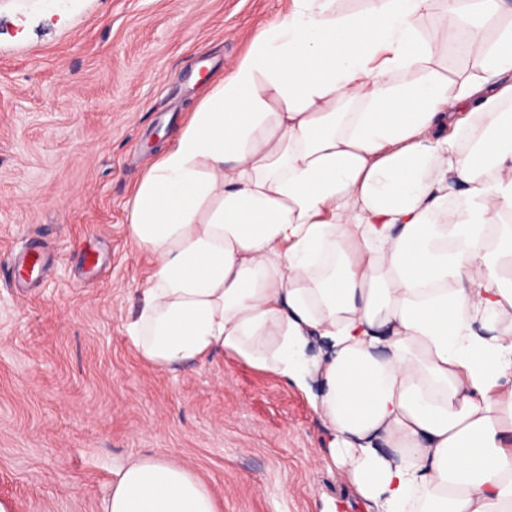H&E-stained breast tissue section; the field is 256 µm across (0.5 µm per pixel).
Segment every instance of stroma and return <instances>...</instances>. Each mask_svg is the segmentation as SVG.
<instances>
[{"label": "stroma", "mask_w": 512, "mask_h": 512, "mask_svg": "<svg viewBox=\"0 0 512 512\" xmlns=\"http://www.w3.org/2000/svg\"><path fill=\"white\" fill-rule=\"evenodd\" d=\"M291 0H0V502L102 512L164 458L219 512H326L344 494L306 395L217 355L164 372L125 326L151 258L128 204L211 84ZM45 264L21 277L16 255Z\"/></svg>", "instance_id": "35a3bbf8"}]
</instances>
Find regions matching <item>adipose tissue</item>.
I'll use <instances>...</instances> for the list:
<instances>
[{
  "mask_svg": "<svg viewBox=\"0 0 512 512\" xmlns=\"http://www.w3.org/2000/svg\"><path fill=\"white\" fill-rule=\"evenodd\" d=\"M439 8L478 75L443 73L447 40L418 28ZM504 8L291 0L129 205L153 258L138 356L218 352L310 393L365 512H512V25L478 34ZM103 512L217 509L147 458Z\"/></svg>",
  "mask_w": 512,
  "mask_h": 512,
  "instance_id": "obj_1",
  "label": "adipose tissue"
}]
</instances>
